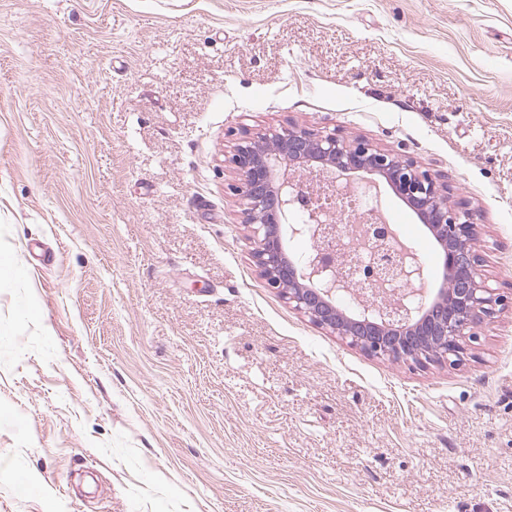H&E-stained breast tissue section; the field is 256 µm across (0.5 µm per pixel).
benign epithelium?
Masks as SVG:
<instances>
[{"instance_id": "1", "label": "benign epithelium", "mask_w": 512, "mask_h": 512, "mask_svg": "<svg viewBox=\"0 0 512 512\" xmlns=\"http://www.w3.org/2000/svg\"><path fill=\"white\" fill-rule=\"evenodd\" d=\"M228 162L237 176L230 191L242 201L253 258L267 285L310 322L366 354L454 366L462 341L475 338V325L512 305V296L486 287L478 274L471 210L452 200L447 179L412 159L334 128L281 126L240 138ZM350 175L385 179L439 245L441 279L431 299L415 302L426 269L414 246L394 243L377 209L347 218L345 226L334 217L321 223L323 184ZM286 235L311 241L300 260L288 256ZM349 235L371 253L361 280L355 248H335ZM395 281L403 288H383Z\"/></svg>"}]
</instances>
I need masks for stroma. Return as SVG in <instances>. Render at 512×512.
Instances as JSON below:
<instances>
[{
	"label": "stroma",
	"mask_w": 512,
	"mask_h": 512,
	"mask_svg": "<svg viewBox=\"0 0 512 512\" xmlns=\"http://www.w3.org/2000/svg\"><path fill=\"white\" fill-rule=\"evenodd\" d=\"M288 124L446 175L512 293V0H0V512H512V309L421 368L292 308L224 161Z\"/></svg>",
	"instance_id": "1"
}]
</instances>
